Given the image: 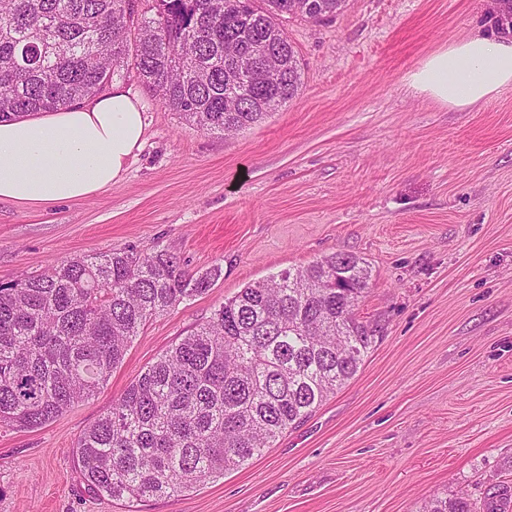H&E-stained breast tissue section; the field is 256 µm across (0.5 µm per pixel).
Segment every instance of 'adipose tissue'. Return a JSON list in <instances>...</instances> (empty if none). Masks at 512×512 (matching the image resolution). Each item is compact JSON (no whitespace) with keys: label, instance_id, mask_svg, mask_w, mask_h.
I'll use <instances>...</instances> for the list:
<instances>
[{"label":"adipose tissue","instance_id":"adipose-tissue-1","mask_svg":"<svg viewBox=\"0 0 512 512\" xmlns=\"http://www.w3.org/2000/svg\"><path fill=\"white\" fill-rule=\"evenodd\" d=\"M416 91L465 109L512 87V36L473 35L410 73ZM145 105L114 84L54 112L0 122V201L29 207L84 199L125 173L141 150Z\"/></svg>","mask_w":512,"mask_h":512}]
</instances>
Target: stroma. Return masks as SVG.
Wrapping results in <instances>:
<instances>
[{
	"instance_id": "obj_1",
	"label": "stroma",
	"mask_w": 512,
	"mask_h": 512,
	"mask_svg": "<svg viewBox=\"0 0 512 512\" xmlns=\"http://www.w3.org/2000/svg\"><path fill=\"white\" fill-rule=\"evenodd\" d=\"M296 98L234 135L162 107L135 72L144 145L95 196L0 201V283L62 260L174 254L209 290L150 320L95 395L0 428V512H421L512 479V88L460 110L416 93L432 53L497 33L491 0H347L284 23ZM334 253L366 262L356 313L382 332L356 376L261 457L172 498L92 492L80 434L249 283Z\"/></svg>"
}]
</instances>
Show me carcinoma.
<instances>
[{
    "label": "carcinoma",
    "instance_id": "carcinoma-1",
    "mask_svg": "<svg viewBox=\"0 0 512 512\" xmlns=\"http://www.w3.org/2000/svg\"><path fill=\"white\" fill-rule=\"evenodd\" d=\"M0 0V119L96 95L132 67L189 123L231 134L298 95L288 16L329 19L346 0ZM233 45L251 58L244 102L224 111ZM221 276L134 248L66 259L0 283V427L43 426L97 393L148 321ZM362 259L332 254L242 288L147 367L79 436L90 488L115 500L171 498L250 463L353 378L378 325L355 308ZM424 512H512V482L479 503L434 497Z\"/></svg>",
    "mask_w": 512,
    "mask_h": 512
}]
</instances>
